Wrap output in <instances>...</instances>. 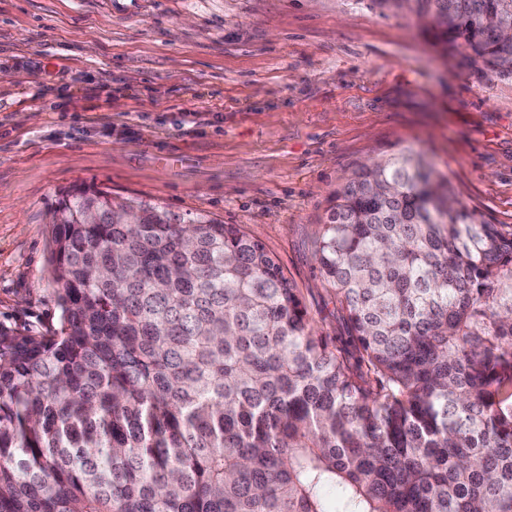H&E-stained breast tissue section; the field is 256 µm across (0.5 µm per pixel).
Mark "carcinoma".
Returning a JSON list of instances; mask_svg holds the SVG:
<instances>
[{"label": "carcinoma", "mask_w": 512, "mask_h": 512, "mask_svg": "<svg viewBox=\"0 0 512 512\" xmlns=\"http://www.w3.org/2000/svg\"><path fill=\"white\" fill-rule=\"evenodd\" d=\"M512 77V0H356ZM62 320L0 328V512H512V225L420 156L354 171L315 240L347 338L239 224L51 210Z\"/></svg>", "instance_id": "cac0c4a2"}]
</instances>
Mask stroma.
Wrapping results in <instances>:
<instances>
[{"label":"stroma","mask_w":512,"mask_h":512,"mask_svg":"<svg viewBox=\"0 0 512 512\" xmlns=\"http://www.w3.org/2000/svg\"><path fill=\"white\" fill-rule=\"evenodd\" d=\"M422 154L512 225V79L355 0H0V326L61 321L57 192L242 225L343 335L314 239L370 160Z\"/></svg>","instance_id":"obj_1"}]
</instances>
